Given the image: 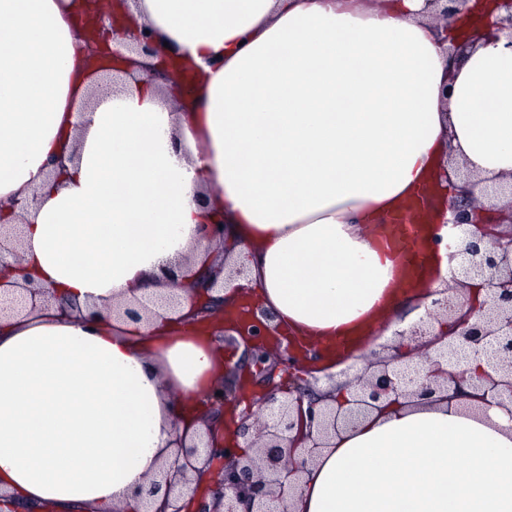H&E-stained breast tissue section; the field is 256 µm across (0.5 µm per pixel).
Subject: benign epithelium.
Segmentation results:
<instances>
[{
	"label": "benign epithelium",
	"instance_id": "7a95c632",
	"mask_svg": "<svg viewBox=\"0 0 512 512\" xmlns=\"http://www.w3.org/2000/svg\"><path fill=\"white\" fill-rule=\"evenodd\" d=\"M111 50L114 57L131 50L121 32L117 16H112ZM481 198L492 203L505 195L512 196V182L482 185ZM448 223L466 227L464 238L447 243L452 257L460 258L453 280L465 290L477 282L485 293L482 303L475 305L461 297H443L432 301L426 318L410 328L396 332L407 336L421 349L415 362L412 348L394 355L370 361L355 379L351 399L339 406H318L313 400L304 402L298 394L277 401L264 399L258 410L244 412L237 428L247 436L246 420L253 417L257 424L256 457L236 456L235 449L222 446L224 438L207 431V438L177 443L174 458L163 467L160 479L150 482L143 497L144 512H152L151 497L164 491L163 508L158 512H288L285 490L296 488L309 462L317 458L329 440L340 430L350 427L371 411L388 403L402 400L410 405H422L444 399L449 391L461 389L467 383L473 388L472 398L482 404L512 405V250L500 239L492 238L488 225L479 221L474 207L468 203L448 205ZM20 228L17 224H0V259L4 254L18 257ZM169 292L154 300L137 301L123 314L138 320L151 317L159 309L173 310L178 304L176 290L181 286L179 275L169 271ZM19 296L10 304L0 305V317L19 311L34 312L49 301L50 291L34 286L31 279L16 289ZM233 330L242 338L266 341L271 329L255 312L246 320L233 323ZM482 359L486 368L471 374L469 363ZM302 449L297 458L284 452V447ZM213 465L221 463L215 487L209 492L188 488L189 474L196 471L199 457Z\"/></svg>",
	"mask_w": 512,
	"mask_h": 512
}]
</instances>
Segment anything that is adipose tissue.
Listing matches in <instances>:
<instances>
[{"instance_id":"obj_1","label":"adipose tissue","mask_w":512,"mask_h":512,"mask_svg":"<svg viewBox=\"0 0 512 512\" xmlns=\"http://www.w3.org/2000/svg\"><path fill=\"white\" fill-rule=\"evenodd\" d=\"M485 24L445 23L425 0H130L153 56L102 82L73 21L83 0H0V222L55 300L0 318V493L71 512H141L178 437L205 430L224 358L211 334L116 304L163 293L168 270L226 263L279 333L371 349L403 303L398 252L378 230L427 196L421 277L451 285L434 251L465 166L512 178V47ZM195 68L148 77L146 64ZM61 157L53 174L48 161ZM38 197L21 212L20 201ZM77 312L62 317L60 301ZM297 512H512V416L467 397L391 403L312 463Z\"/></svg>"}]
</instances>
